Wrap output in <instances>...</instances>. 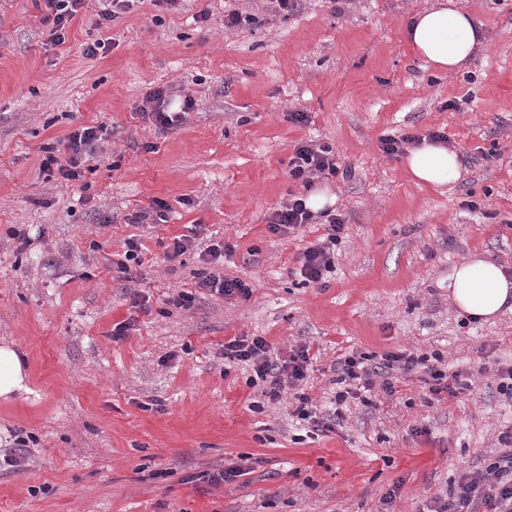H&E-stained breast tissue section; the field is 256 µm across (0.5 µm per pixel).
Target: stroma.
Instances as JSON below:
<instances>
[{"label": "stroma", "instance_id": "stroma-1", "mask_svg": "<svg viewBox=\"0 0 512 512\" xmlns=\"http://www.w3.org/2000/svg\"><path fill=\"white\" fill-rule=\"evenodd\" d=\"M456 2L486 46L439 75L405 41L431 0H298L286 15L266 0H183L163 13L135 0L108 30L87 0L55 48L35 0H0V342L26 357L30 387L0 400V439L37 440L20 466L0 467V512H435L500 452L512 312L466 318L448 273L481 254L512 274V0ZM234 10L253 23L225 29ZM97 38L108 48L87 57ZM158 88L172 110L195 102L169 132L134 113ZM100 123L111 135L88 187L41 177L44 144ZM432 131L462 164L439 188L381 150L383 136ZM310 140L336 153L338 174L313 188L334 197L345 230L334 272L308 284L298 258L323 225L278 237L267 224L302 191L288 162ZM154 198L170 205L168 223H125ZM194 227L231 245L224 273L251 285L249 299L197 293V253L166 260L165 245ZM132 235L146 247L134 285L102 260ZM183 292L195 296L186 310L172 304ZM124 321L128 336L113 339ZM237 336L282 356L307 346L302 388L323 410L350 352L438 351L478 391L429 405L400 375L376 406L351 401L335 431L304 440L287 399L251 386V366L225 363ZM233 463L249 473L200 481Z\"/></svg>", "mask_w": 512, "mask_h": 512}]
</instances>
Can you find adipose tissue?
I'll return each instance as SVG.
<instances>
[{
	"mask_svg": "<svg viewBox=\"0 0 512 512\" xmlns=\"http://www.w3.org/2000/svg\"><path fill=\"white\" fill-rule=\"evenodd\" d=\"M482 25L455 0H436L417 12L406 26V39L415 54L433 72L463 70L483 48ZM404 163L416 181L444 186L460 177L456 152L428 140L411 148ZM448 290L455 306L470 317L490 320L512 311V277L497 263L473 256L448 274ZM25 360L7 343L0 345V399L8 401L29 393Z\"/></svg>",
	"mask_w": 512,
	"mask_h": 512,
	"instance_id": "obj_1",
	"label": "adipose tissue"
}]
</instances>
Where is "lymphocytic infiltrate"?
I'll list each match as a JSON object with an SVG mask.
<instances>
[{
	"mask_svg": "<svg viewBox=\"0 0 512 512\" xmlns=\"http://www.w3.org/2000/svg\"><path fill=\"white\" fill-rule=\"evenodd\" d=\"M43 3L41 21L47 29L48 42L60 46L65 43L67 30L84 8L85 0H43ZM170 105L165 90L157 89L146 95L135 112L160 130L169 131L180 124L183 112L191 110L194 102L184 99L178 112L171 111ZM109 134V129L102 124L81 125L55 143L43 146L39 165L42 176L64 183L82 180L87 162L96 153L100 141L106 140ZM337 170L336 155L331 147L310 141L294 146L289 174L292 179L301 181L304 188L310 187L313 178L332 177ZM315 221L316 216L307 207L306 197L301 192L272 213L267 228L273 235L284 236ZM344 230L341 215H328L323 235L299 257L300 275L305 281L320 282L333 272ZM196 240L193 234L173 237L165 248L167 260L172 262L187 252L199 251L202 262L209 266L197 283L200 290L221 297L249 298L252 292L249 284L224 276L219 270L228 244L213 243L200 250ZM224 359L251 365L256 380L267 386L266 396L274 400L284 390H296L311 364L305 346H295L286 356L274 357L266 340L260 336H238L225 342ZM396 372L417 376L433 402L440 400L442 394L453 396L469 387L458 374L448 371L437 353L428 355L402 349L378 358L351 353L336 363L337 407L357 399L366 400L368 394L378 388L392 393L391 377ZM500 442L506 448L505 453L489 458L482 468L461 476L452 492L440 499L438 512H512V430L502 433Z\"/></svg>",
	"mask_w": 512,
	"mask_h": 512,
	"instance_id": "obj_1",
	"label": "lymphocytic infiltrate"
}]
</instances>
